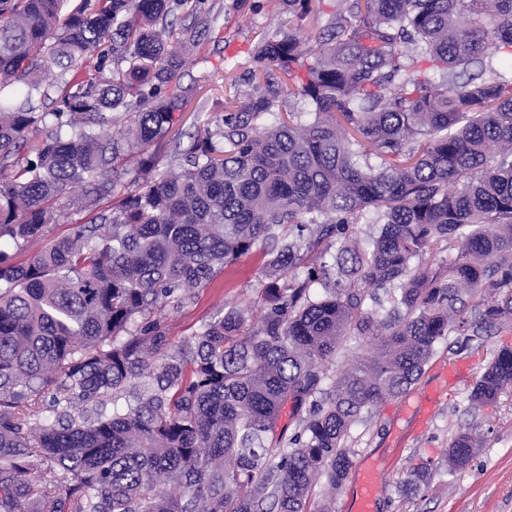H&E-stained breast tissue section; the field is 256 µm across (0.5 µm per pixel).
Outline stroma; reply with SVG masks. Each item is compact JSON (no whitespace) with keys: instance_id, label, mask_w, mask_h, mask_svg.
<instances>
[{"instance_id":"stroma-1","label":"stroma","mask_w":512,"mask_h":512,"mask_svg":"<svg viewBox=\"0 0 512 512\" xmlns=\"http://www.w3.org/2000/svg\"><path fill=\"white\" fill-rule=\"evenodd\" d=\"M219 3L224 7L222 39L208 42L178 76L189 91L187 110L174 128L178 134L215 116L212 100L223 93L228 66L248 67L258 39L288 20L270 0L257 12L237 8L236 0ZM262 264L261 253H253L181 307H165L161 318L172 342L190 336L221 308L255 299ZM504 348L512 349V321L507 319L473 340L452 335L438 342L414 385L352 426L345 442L352 467L333 495V512H356V476L371 463L381 468L384 484L375 512H512V389L476 411L468 400L482 369ZM423 404L432 414L420 429L414 410ZM464 429L478 436L480 446L467 469L452 470L448 443Z\"/></svg>"}]
</instances>
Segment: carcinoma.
Here are the masks:
<instances>
[{
  "label": "carcinoma",
  "mask_w": 512,
  "mask_h": 512,
  "mask_svg": "<svg viewBox=\"0 0 512 512\" xmlns=\"http://www.w3.org/2000/svg\"><path fill=\"white\" fill-rule=\"evenodd\" d=\"M311 2L279 0L161 169L215 0H0V242L91 187L70 234L0 250V512H330L313 490L346 480L362 414L439 340L512 320V0H336L318 32ZM257 250L259 314L172 342L156 312ZM352 338L371 354L335 369ZM507 388L509 348L470 404ZM477 447L458 433L448 467Z\"/></svg>",
  "instance_id": "cac0c4a2"
}]
</instances>
